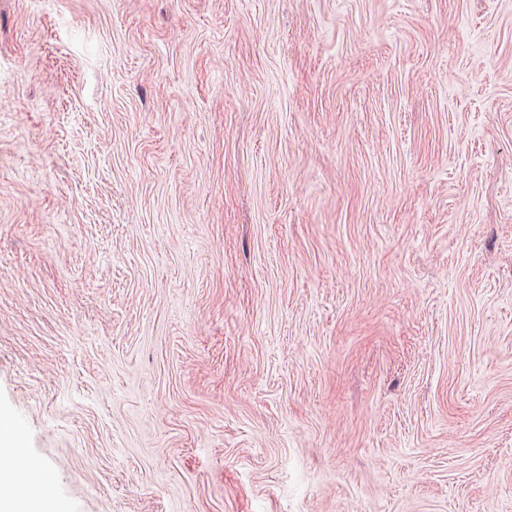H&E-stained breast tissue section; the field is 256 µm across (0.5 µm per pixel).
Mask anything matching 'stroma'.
Returning <instances> with one entry per match:
<instances>
[{"instance_id":"35a3bbf8","label":"stroma","mask_w":512,"mask_h":512,"mask_svg":"<svg viewBox=\"0 0 512 512\" xmlns=\"http://www.w3.org/2000/svg\"><path fill=\"white\" fill-rule=\"evenodd\" d=\"M0 415L58 512H512V0H0Z\"/></svg>"}]
</instances>
